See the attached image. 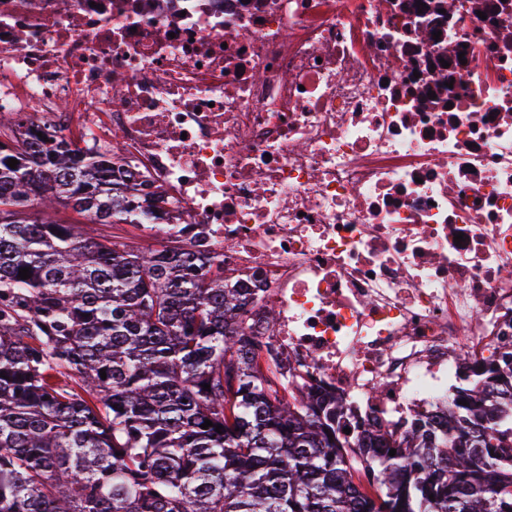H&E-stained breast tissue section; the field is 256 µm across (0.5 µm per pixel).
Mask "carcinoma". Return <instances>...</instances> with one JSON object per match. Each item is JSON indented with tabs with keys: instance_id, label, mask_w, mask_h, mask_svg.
<instances>
[{
	"instance_id": "obj_1",
	"label": "carcinoma",
	"mask_w": 512,
	"mask_h": 512,
	"mask_svg": "<svg viewBox=\"0 0 512 512\" xmlns=\"http://www.w3.org/2000/svg\"><path fill=\"white\" fill-rule=\"evenodd\" d=\"M121 162L0 139V512H512V360L469 367L444 418L349 425L261 365L221 256L28 213L141 225Z\"/></svg>"
}]
</instances>
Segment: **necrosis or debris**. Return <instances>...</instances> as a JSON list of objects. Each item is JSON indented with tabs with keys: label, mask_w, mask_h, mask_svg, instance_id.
<instances>
[{
	"label": "necrosis or debris",
	"mask_w": 512,
	"mask_h": 512,
	"mask_svg": "<svg viewBox=\"0 0 512 512\" xmlns=\"http://www.w3.org/2000/svg\"><path fill=\"white\" fill-rule=\"evenodd\" d=\"M0 115L120 137L263 363L371 426L512 349V0H0Z\"/></svg>",
	"instance_id": "4bbe7bcc"
}]
</instances>
